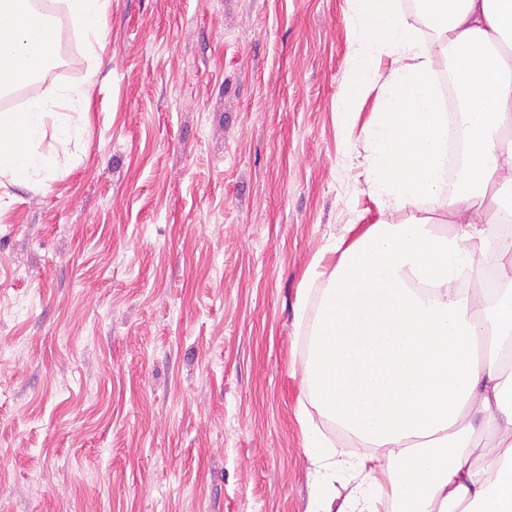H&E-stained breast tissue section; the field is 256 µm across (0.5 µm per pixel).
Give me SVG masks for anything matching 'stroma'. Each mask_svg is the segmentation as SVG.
Returning <instances> with one entry per match:
<instances>
[{
    "mask_svg": "<svg viewBox=\"0 0 512 512\" xmlns=\"http://www.w3.org/2000/svg\"><path fill=\"white\" fill-rule=\"evenodd\" d=\"M347 0H110L32 96L88 90L53 177L0 187V512H311L364 455L303 383L331 248L378 206V90L337 110Z\"/></svg>",
    "mask_w": 512,
    "mask_h": 512,
    "instance_id": "1",
    "label": "stroma"
}]
</instances>
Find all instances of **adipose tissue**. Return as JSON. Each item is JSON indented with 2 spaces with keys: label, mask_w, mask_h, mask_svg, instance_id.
<instances>
[{
  "label": "adipose tissue",
  "mask_w": 512,
  "mask_h": 512,
  "mask_svg": "<svg viewBox=\"0 0 512 512\" xmlns=\"http://www.w3.org/2000/svg\"><path fill=\"white\" fill-rule=\"evenodd\" d=\"M350 0L354 32L337 101L349 117L379 89L365 168L380 219L338 238L304 367L309 397L370 448L368 486L318 512H512V0ZM55 52V29L0 0V84ZM389 57V68L379 66ZM451 66L461 120L434 76ZM86 91L68 111L33 98L0 113V175L45 180L47 135L78 137ZM429 200L424 218L402 212ZM398 222H390V215ZM447 394L449 412L424 403Z\"/></svg>",
  "instance_id": "ef3b65f1"
}]
</instances>
